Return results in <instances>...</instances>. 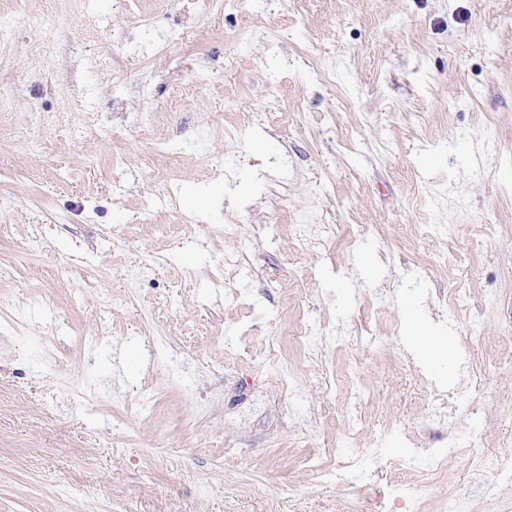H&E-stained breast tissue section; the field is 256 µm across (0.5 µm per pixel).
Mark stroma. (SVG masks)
Masks as SVG:
<instances>
[{"instance_id": "1", "label": "stroma", "mask_w": 512, "mask_h": 512, "mask_svg": "<svg viewBox=\"0 0 512 512\" xmlns=\"http://www.w3.org/2000/svg\"><path fill=\"white\" fill-rule=\"evenodd\" d=\"M112 2L0 0V512H512V0Z\"/></svg>"}]
</instances>
